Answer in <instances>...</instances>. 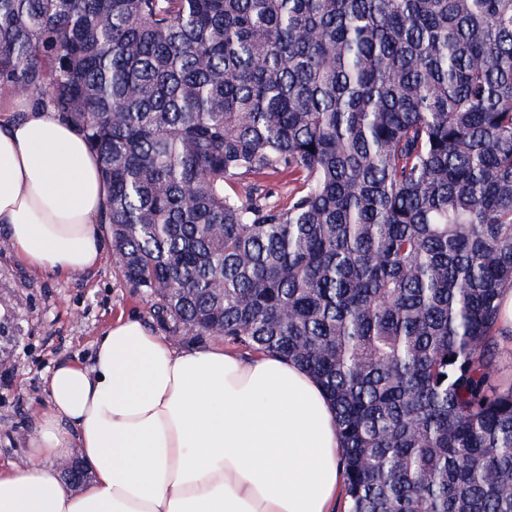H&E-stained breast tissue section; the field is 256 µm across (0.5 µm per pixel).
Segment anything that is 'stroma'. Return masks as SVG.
<instances>
[{"label":"stroma","mask_w":512,"mask_h":512,"mask_svg":"<svg viewBox=\"0 0 512 512\" xmlns=\"http://www.w3.org/2000/svg\"><path fill=\"white\" fill-rule=\"evenodd\" d=\"M0 467L24 461L27 431L47 405L44 377L62 361H87L95 340L117 318L154 325L151 301L121 275L112 254L79 275H50L25 266L0 233Z\"/></svg>","instance_id":"obj_1"}]
</instances>
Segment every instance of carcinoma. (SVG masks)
<instances>
[{
  "label": "carcinoma",
  "mask_w": 512,
  "mask_h": 512,
  "mask_svg": "<svg viewBox=\"0 0 512 512\" xmlns=\"http://www.w3.org/2000/svg\"><path fill=\"white\" fill-rule=\"evenodd\" d=\"M0 90L83 132L169 335L317 379L346 512H512V0H0ZM296 178L298 179L294 180ZM261 184L269 192L268 202L279 206L287 204L290 196L302 187L299 175L292 177H288V175L270 176L262 181Z\"/></svg>",
  "instance_id": "cac0c4a2"
}]
</instances>
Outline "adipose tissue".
<instances>
[{"label":"adipose tissue","instance_id":"ef3b65f1","mask_svg":"<svg viewBox=\"0 0 512 512\" xmlns=\"http://www.w3.org/2000/svg\"><path fill=\"white\" fill-rule=\"evenodd\" d=\"M12 108L25 118L0 121V227L27 267L82 273L105 248L100 160L52 108ZM46 385L29 461L0 469V512H333L344 486L335 410L281 357L180 349L131 317ZM75 453L91 473L77 491L58 467Z\"/></svg>","mask_w":512,"mask_h":512}]
</instances>
